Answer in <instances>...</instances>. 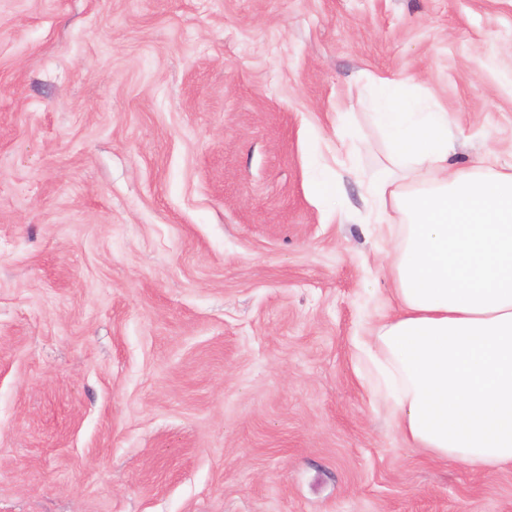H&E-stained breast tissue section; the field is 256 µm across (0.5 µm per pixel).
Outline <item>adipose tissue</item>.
I'll return each instance as SVG.
<instances>
[{"label":"adipose tissue","instance_id":"obj_1","mask_svg":"<svg viewBox=\"0 0 512 512\" xmlns=\"http://www.w3.org/2000/svg\"><path fill=\"white\" fill-rule=\"evenodd\" d=\"M372 86L392 169L370 194L396 244L392 311L364 343L394 382L390 417L435 460L512 467V167L450 169L447 109L393 78Z\"/></svg>","mask_w":512,"mask_h":512}]
</instances>
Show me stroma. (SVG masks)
<instances>
[{
	"label": "stroma",
	"mask_w": 512,
	"mask_h": 512,
	"mask_svg": "<svg viewBox=\"0 0 512 512\" xmlns=\"http://www.w3.org/2000/svg\"><path fill=\"white\" fill-rule=\"evenodd\" d=\"M374 76L512 164V0H0V512H512L356 344Z\"/></svg>",
	"instance_id": "1"
}]
</instances>
